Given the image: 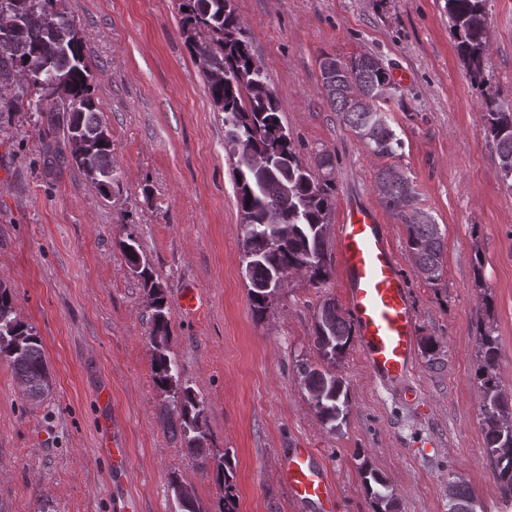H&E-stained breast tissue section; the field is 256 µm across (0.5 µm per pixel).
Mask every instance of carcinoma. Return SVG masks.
Returning <instances> with one entry per match:
<instances>
[{
    "instance_id": "obj_1",
    "label": "carcinoma",
    "mask_w": 512,
    "mask_h": 512,
    "mask_svg": "<svg viewBox=\"0 0 512 512\" xmlns=\"http://www.w3.org/2000/svg\"><path fill=\"white\" fill-rule=\"evenodd\" d=\"M59 0H0V110L38 114V137L46 159L64 160L82 170L105 190L99 176H112V139L99 115L90 84L79 28ZM486 0H445L458 59L471 79L484 82L483 64L488 50ZM182 35L198 62L209 96L223 113L224 145L237 158L233 176L237 187L244 273L253 316L261 320L269 308L268 295L284 274L302 272L318 285L331 275L327 237L328 216L336 186L331 177L333 160L326 151L315 154L314 166L303 163L288 129L280 123V105L266 71L255 58L248 32L233 0H182ZM322 87L340 123L352 131L375 156L395 157L402 141L381 106L397 94L383 62L368 54L349 59L326 55L319 62ZM486 136L499 157L500 175L512 190V107L501 102L497 89L482 99ZM63 133L58 141L57 133ZM406 171L390 165L375 174V188L384 207L406 228V247L415 269L426 281L440 280L444 264V236L431 215L412 218L416 207ZM128 265L149 298L151 335L161 344L151 347L156 386L174 392L166 421L179 435L193 459L202 456L208 431L206 405L189 387H180L177 361L171 355L172 329L164 286L136 240L122 244ZM354 336L353 324L335 301L326 300L315 314L314 344L323 365H303L301 384L312 410L334 430L349 411V387L337 375ZM477 377L482 391L484 443L494 476L512 493V396L501 387L497 367L498 337L487 324L477 336ZM0 360L11 366L27 395L40 397L48 390V368L41 339L21 321L10 289L0 284ZM362 485L370 512H397V502L381 474L367 458L360 463ZM235 470L229 454L217 463L215 479L224 490L220 512H238L234 493ZM448 512H475L470 490L458 486Z\"/></svg>"
}]
</instances>
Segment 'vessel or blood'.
I'll return each mask as SVG.
<instances>
[{"label":"vessel or blood","instance_id":"vessel-or-blood-1","mask_svg":"<svg viewBox=\"0 0 512 512\" xmlns=\"http://www.w3.org/2000/svg\"><path fill=\"white\" fill-rule=\"evenodd\" d=\"M336 237L347 312L357 327L368 372L377 383L398 388L402 400H416V391L406 384L415 368L416 315L377 213L350 209ZM280 471L295 499L334 512V485L311 449L284 450Z\"/></svg>","mask_w":512,"mask_h":512}]
</instances>
